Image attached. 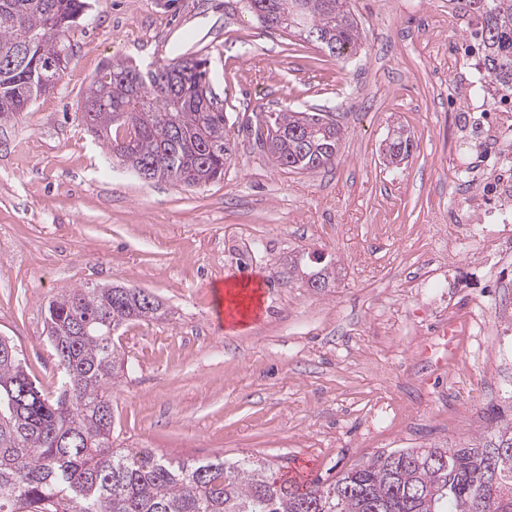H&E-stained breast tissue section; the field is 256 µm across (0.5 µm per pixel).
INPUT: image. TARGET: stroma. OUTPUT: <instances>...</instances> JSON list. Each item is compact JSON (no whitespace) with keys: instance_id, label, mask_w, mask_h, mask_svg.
<instances>
[{"instance_id":"1","label":"stroma","mask_w":512,"mask_h":512,"mask_svg":"<svg viewBox=\"0 0 512 512\" xmlns=\"http://www.w3.org/2000/svg\"><path fill=\"white\" fill-rule=\"evenodd\" d=\"M363 31L342 62L286 29H266L241 0H91L56 85L0 123V336L10 338L44 393L58 369L49 303L73 288L148 290L168 310L119 340L134 364L112 392V445L180 462L222 456L277 473L330 479L375 455L464 442L487 409L512 410L488 368L492 348L460 343L457 364L424 356L448 308L512 336V259L434 250L420 281L414 256L461 210L459 166L486 151L459 148L465 99L422 32L465 0H350ZM183 54L206 59L226 113L232 160L223 180L187 188L113 166L84 129L90 80L113 60L144 66ZM333 113L344 130L332 166H274L246 123L257 107ZM401 128L413 148L400 166L382 154ZM336 266L321 292L288 276L295 256ZM257 288L261 312L221 327L212 289ZM391 408L372 429L369 400Z\"/></svg>"}]
</instances>
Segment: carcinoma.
I'll use <instances>...</instances> for the list:
<instances>
[{"label": "carcinoma", "mask_w": 512, "mask_h": 512, "mask_svg": "<svg viewBox=\"0 0 512 512\" xmlns=\"http://www.w3.org/2000/svg\"><path fill=\"white\" fill-rule=\"evenodd\" d=\"M483 66L512 90V0H469ZM88 0H0V120L49 90L41 80L72 56L68 35ZM268 29L315 34L329 56L358 53L363 37L348 0H247ZM18 18L20 25L10 19ZM207 61L180 56L148 69L113 61L83 100L92 136L137 176L186 187L224 178L231 161L224 109L207 85ZM255 143L277 167L314 172L333 164L341 128L324 113L256 112ZM309 288L335 283L329 263L293 261ZM163 304L141 288H73L49 306L48 339L59 391L46 397L14 344L0 337V512H512V417L462 446L382 452L330 483L273 474L266 462L193 465L112 447V389L132 370L115 332L157 319Z\"/></svg>", "instance_id": "obj_1"}]
</instances>
